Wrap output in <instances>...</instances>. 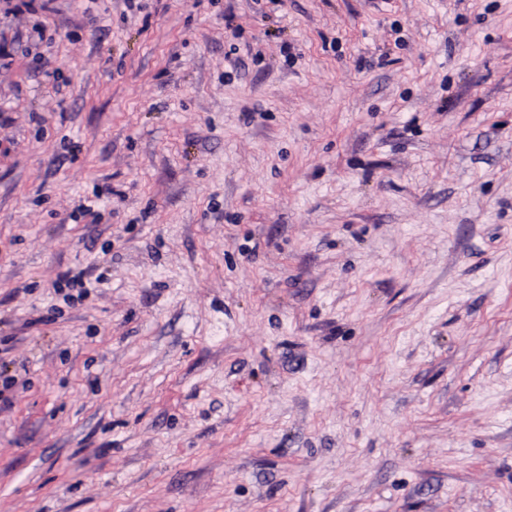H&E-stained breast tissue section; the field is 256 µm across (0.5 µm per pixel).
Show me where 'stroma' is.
Wrapping results in <instances>:
<instances>
[{
	"instance_id": "1",
	"label": "stroma",
	"mask_w": 512,
	"mask_h": 512,
	"mask_svg": "<svg viewBox=\"0 0 512 512\" xmlns=\"http://www.w3.org/2000/svg\"><path fill=\"white\" fill-rule=\"evenodd\" d=\"M0 47V512H512V0Z\"/></svg>"
}]
</instances>
